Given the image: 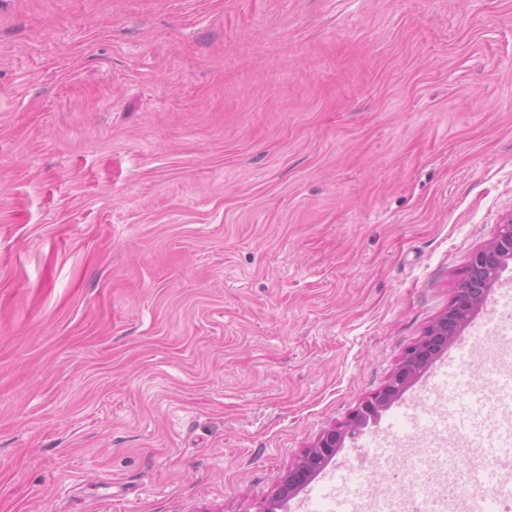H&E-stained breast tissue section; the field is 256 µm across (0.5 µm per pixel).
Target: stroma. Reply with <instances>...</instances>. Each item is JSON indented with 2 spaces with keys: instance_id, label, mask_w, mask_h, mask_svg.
I'll list each match as a JSON object with an SVG mask.
<instances>
[{
  "instance_id": "obj_1",
  "label": "stroma",
  "mask_w": 512,
  "mask_h": 512,
  "mask_svg": "<svg viewBox=\"0 0 512 512\" xmlns=\"http://www.w3.org/2000/svg\"><path fill=\"white\" fill-rule=\"evenodd\" d=\"M512 214V0H0V512H259Z\"/></svg>"
}]
</instances>
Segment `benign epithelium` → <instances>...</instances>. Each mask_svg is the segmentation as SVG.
Wrapping results in <instances>:
<instances>
[{"mask_svg":"<svg viewBox=\"0 0 512 512\" xmlns=\"http://www.w3.org/2000/svg\"><path fill=\"white\" fill-rule=\"evenodd\" d=\"M511 260L512 216L498 225L488 244L469 256L464 276L448 310L406 351L385 387L360 402L346 421L324 431L311 447L305 449L284 476L279 491L260 512H278L282 501L297 495L304 485L328 466L345 438L361 433L371 419L421 376L432 359L457 336L471 314L487 302L503 268Z\"/></svg>","mask_w":512,"mask_h":512,"instance_id":"1","label":"benign epithelium"}]
</instances>
